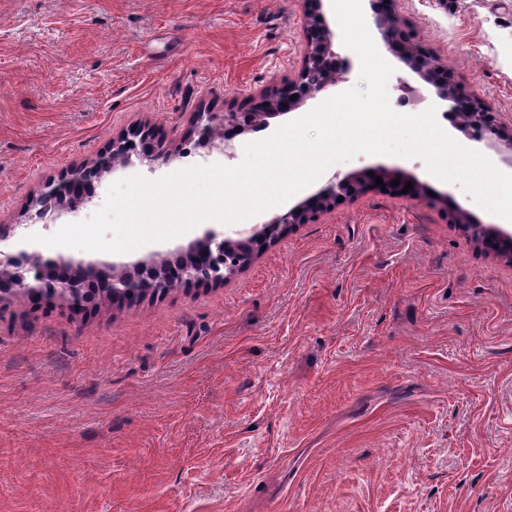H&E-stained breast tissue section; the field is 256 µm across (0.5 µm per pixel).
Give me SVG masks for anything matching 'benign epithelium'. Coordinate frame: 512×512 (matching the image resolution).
<instances>
[{"instance_id":"benign-epithelium-1","label":"benign epithelium","mask_w":512,"mask_h":512,"mask_svg":"<svg viewBox=\"0 0 512 512\" xmlns=\"http://www.w3.org/2000/svg\"><path fill=\"white\" fill-rule=\"evenodd\" d=\"M306 25L305 47L297 75L283 83H272L261 90L259 98L249 108L229 112H195L192 132L198 141L230 160L236 157L241 142L237 137L259 128V121L291 112L308 99L327 94L349 71L348 60L334 49L336 37L327 14V0H303ZM372 26L384 47L420 80L415 86L409 79H399L397 90L414 103H429L443 113L457 130H468V140L485 147L512 152V124L499 121L495 112L465 83L452 75L440 59L424 58L408 44L409 33L403 17L397 10V0H369ZM297 98H291V95ZM139 134L112 141L108 155L99 159V165L108 166L112 157L121 156L126 167L140 166L154 173L161 165L183 157L178 154H154L144 150ZM86 168L72 172L71 177L51 182L34 205L29 224H0V268L9 270L7 278L0 279V301L19 293L33 297L57 299L78 310L107 294L114 300L135 299L146 294H164L167 281L159 276V267L170 257L155 254L139 260L117 275L111 265L77 258L44 260L35 244L24 241L32 225L47 215V208L57 213H72L94 197ZM389 185L399 177V171L386 167L364 168L349 174H334L329 184L317 195L302 201L286 211L275 214L268 222L231 233L213 229L192 241L175 255L177 276L186 283L224 282L232 268H224L226 253H235L236 268L249 264L253 245L271 239L281 227L304 224L319 212L331 209L338 197L352 198L376 185L375 178ZM408 195L417 201L432 203L447 201L445 195L431 196L429 187L415 179ZM453 221L468 224L477 241L488 249L512 261V230L479 222L460 204L453 205Z\"/></svg>"}]
</instances>
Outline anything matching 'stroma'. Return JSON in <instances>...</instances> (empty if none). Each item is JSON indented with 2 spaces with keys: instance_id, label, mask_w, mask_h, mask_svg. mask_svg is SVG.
Masks as SVG:
<instances>
[{
  "instance_id": "1",
  "label": "stroma",
  "mask_w": 512,
  "mask_h": 512,
  "mask_svg": "<svg viewBox=\"0 0 512 512\" xmlns=\"http://www.w3.org/2000/svg\"><path fill=\"white\" fill-rule=\"evenodd\" d=\"M416 44L512 121V0H398ZM300 0H0V224L119 134L294 76ZM400 170L500 218L421 158ZM92 203L35 225L53 234ZM123 254L41 247L117 265ZM0 512H512V262L444 205L374 188L280 229L218 285L75 312L0 301Z\"/></svg>"
}]
</instances>
